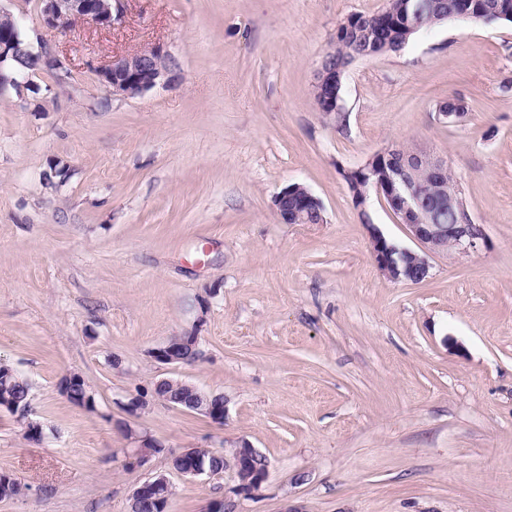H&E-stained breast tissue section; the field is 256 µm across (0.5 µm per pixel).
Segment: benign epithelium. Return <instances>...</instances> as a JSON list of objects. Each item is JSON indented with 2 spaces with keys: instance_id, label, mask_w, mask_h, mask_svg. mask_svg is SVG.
Listing matches in <instances>:
<instances>
[{
  "instance_id": "1",
  "label": "benign epithelium",
  "mask_w": 512,
  "mask_h": 512,
  "mask_svg": "<svg viewBox=\"0 0 512 512\" xmlns=\"http://www.w3.org/2000/svg\"><path fill=\"white\" fill-rule=\"evenodd\" d=\"M40 19L48 29L66 31L78 20L87 21L100 29H110L121 18V0H40ZM18 23L0 29V65L17 59L25 52L32 56L36 65L16 71L12 86L18 90L31 87V75L35 72H49L62 82L66 76L58 72V50L47 46L34 52L30 46L17 41ZM325 60H320L315 70L314 82L326 90L333 91L341 85L342 75L336 70H327ZM100 86L109 96L131 98L141 96L161 83L172 80L171 54L157 44L133 54L115 55L107 64L94 68ZM407 167L424 166L433 174V186L423 190L411 183L399 168L385 180L364 179L361 204H366L370 194L382 197L394 212L399 222L419 242L420 250L408 249L386 238L374 224L367 225L372 258L383 278L389 282H414L425 280L430 274L429 256L446 253L452 249L459 255H469L485 244L481 225L473 223L469 213L459 224H430L426 206L433 202L440 205H455L443 189V177L448 173V164L425 151H416L400 161ZM275 211L284 224H305L312 214H322L323 205L306 186L294 183L284 187L273 200ZM187 410L216 422L224 421L226 400L222 395L206 392L193 384ZM232 455L224 459L221 469L207 468L194 459L191 449L185 448L175 455L173 469L189 477L222 476L228 471L235 480L234 492L248 498L261 495L269 476V461L257 466L262 457L249 441L240 439L233 443ZM158 485L170 486L165 474H157L133 489L129 498V512H138L136 504L147 495L148 489Z\"/></svg>"
}]
</instances>
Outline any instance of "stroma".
Segmentation results:
<instances>
[{
    "label": "stroma",
    "instance_id": "1",
    "mask_svg": "<svg viewBox=\"0 0 512 512\" xmlns=\"http://www.w3.org/2000/svg\"><path fill=\"white\" fill-rule=\"evenodd\" d=\"M384 5L123 0L112 30L60 33L37 0H0L32 50L74 64L63 86L0 87V359L45 431L30 441L0 410V471L29 486L0 512H128L159 473L168 512H206L231 477L181 476L170 454L238 439L270 468L237 512H512V23L452 20L356 60L341 118L317 112L337 25ZM155 44L176 83L107 96L94 67ZM451 94L469 104L459 126L436 116ZM393 145L447 161L487 239L431 256L418 284L381 276L341 175ZM293 183L323 223L278 219ZM192 330L198 362L152 358ZM70 373L96 411L60 395ZM162 378L224 394V422L152 401ZM144 435L166 454L126 467Z\"/></svg>",
    "mask_w": 512,
    "mask_h": 512
}]
</instances>
